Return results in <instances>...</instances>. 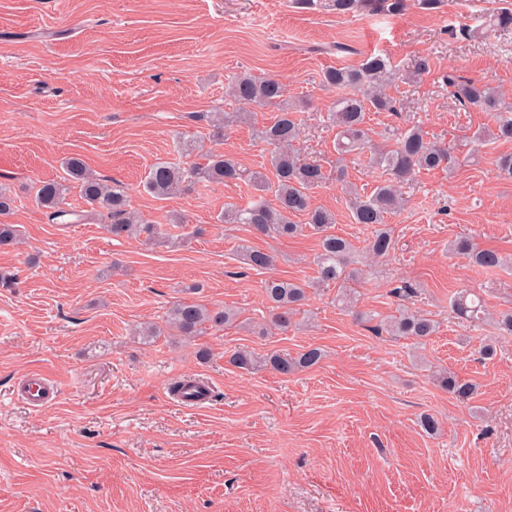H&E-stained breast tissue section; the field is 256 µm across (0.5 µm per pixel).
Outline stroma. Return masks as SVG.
Masks as SVG:
<instances>
[{
    "label": "stroma",
    "instance_id": "1",
    "mask_svg": "<svg viewBox=\"0 0 512 512\" xmlns=\"http://www.w3.org/2000/svg\"><path fill=\"white\" fill-rule=\"evenodd\" d=\"M499 0H446L440 12L342 16L295 0H0V188L16 199L0 222L19 242L0 248V512H512V181L495 159L512 142L471 139L488 113L461 107L440 76L497 87L512 103V44L475 39ZM390 58L396 109L371 115L375 142L420 126L451 161L403 185L388 224L395 250L356 285L352 306L336 287L309 289L288 330L271 323L265 280H315L318 237L265 236L222 224L225 204L249 185L213 184L159 198L143 186L159 162L232 154L244 168L268 164L256 136L274 113L254 108L216 137L205 116L231 112L228 84L247 71L279 76L302 112L303 158L327 171L313 203L332 211L336 235L363 248L344 182L373 189L383 178L367 154L338 158L325 122L336 89L327 68ZM430 69L409 79L418 58ZM190 149H182L183 141ZM82 158L124 190L129 208L166 225L175 245L115 238L101 222L49 218L35 195ZM470 237L506 262L493 273L449 251ZM274 256L257 271L242 246ZM411 285L410 309L438 321L423 343L376 333L397 314L392 289ZM481 294L480 322L454 318L453 293ZM228 307L235 322L194 337L165 329L174 301ZM162 325L153 340L136 332ZM495 354H482L486 343ZM320 348V364L288 376L227 362ZM208 359H197L198 350ZM445 370L478 386L458 402L439 388ZM49 378L47 403L30 404L27 374ZM186 375L212 389L205 408L175 399ZM440 422L436 434L422 414Z\"/></svg>",
    "mask_w": 512,
    "mask_h": 512
}]
</instances>
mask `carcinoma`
<instances>
[{"instance_id": "1", "label": "carcinoma", "mask_w": 512, "mask_h": 512, "mask_svg": "<svg viewBox=\"0 0 512 512\" xmlns=\"http://www.w3.org/2000/svg\"><path fill=\"white\" fill-rule=\"evenodd\" d=\"M444 5V0H329V7L341 15L368 12L374 15L403 16L412 6L435 12ZM489 28L499 34L512 31V4L500 7L489 18ZM394 69L388 58L371 55L357 67H336L324 72V82L343 91L330 104L327 123L336 128V151L341 154H362L369 151V163L379 168L386 179L368 193H359L348 187L351 195L353 222L371 228L366 251L375 259H384L394 251L395 241L387 228V218L400 210L403 199L399 187L421 170L436 169L449 162L448 149L425 138L418 126L407 129L389 146H371L372 129L366 125L369 112H391L392 98L386 87L393 79ZM448 93L464 107H472L493 114V126L474 136L480 144L512 141V107L504 105L495 88L477 80H460L453 75L445 77ZM238 104L236 112H214L208 122L220 128L236 119H242L250 107H273L276 116L259 131V137L270 146L269 172L248 171L234 157L223 153L206 155V163L181 167L168 162L152 166L145 176L144 187L156 196L172 195L182 189L205 187L211 183L247 182L261 191L248 199L246 204H227L220 222L224 224H248L263 235L295 236L308 226L319 238L316 255L318 282L338 286L339 299L350 302L348 282L358 281L365 275L362 269L350 267L353 244L346 238L331 232L336 216L328 209L316 206L312 201L314 190L327 180L322 166L300 157L296 143L300 139L302 117L285 98L284 84L276 77L244 72L235 77L229 91ZM67 181L73 182L84 204L89 210L64 208L65 194L69 186L58 181H44L37 190L36 202L49 210L53 219L71 216L76 221L83 218L104 216L108 233L116 238L145 236L158 245L171 240L160 224H145L135 213L127 209L124 192L110 188L96 178L87 164L78 157L65 163ZM270 193L274 202L264 194ZM306 216L305 224H297L293 217ZM454 250L466 257L470 264L486 272L503 266L498 252L477 249L468 240L458 239ZM241 257L246 265L256 270H265L273 265L272 255L252 247H241ZM265 300L271 314L272 324L288 329L293 315L306 298V285L288 279L271 278L265 282ZM453 312L464 319H477L483 312L479 296L460 290L451 300ZM236 319L230 308L211 309L198 303H175L166 313V323L182 336H195L205 326L222 327ZM376 331L390 336L410 337L424 341L437 332V322L430 316L408 308L399 315L381 321ZM322 351L308 348L293 357L286 353H272L259 357L251 350L234 351L228 363L245 371L258 367L288 375L310 369L320 363ZM439 386L461 403L468 402L475 393V385L453 373L437 376Z\"/></svg>"}]
</instances>
